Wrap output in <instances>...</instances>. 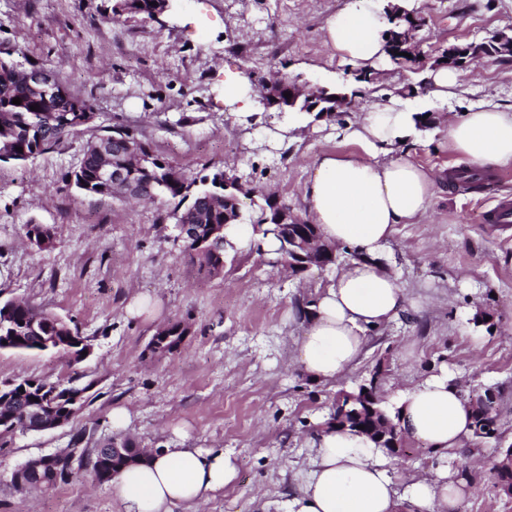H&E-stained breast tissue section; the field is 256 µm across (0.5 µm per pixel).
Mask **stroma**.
I'll use <instances>...</instances> for the list:
<instances>
[{
    "label": "stroma",
    "instance_id": "obj_1",
    "mask_svg": "<svg viewBox=\"0 0 512 512\" xmlns=\"http://www.w3.org/2000/svg\"><path fill=\"white\" fill-rule=\"evenodd\" d=\"M351 0H177L156 20L113 17L112 0H0V57L55 72L92 108L89 124L24 163L0 162V300L23 299L76 328L92 348L73 364L58 353L0 350V381L37 379L85 388L71 422L0 440V512H124L112 486L88 463L107 439L140 447L213 448L237 467L235 479L200 512H288L310 470L311 444L335 410L336 395L383 366L381 397L393 409L400 390L445 372L465 395L493 391L503 443L512 444V224H486L485 210L512 200V166L476 186L452 184L464 159L447 148L448 123L487 102L512 106V55L479 59L458 72L453 94L418 89L430 61L451 45L512 31V0H416L423 66L383 62L341 121L286 114L255 104L251 121L224 100V80L285 78L311 87L354 85V70L323 37L325 19ZM428 113L410 145L415 163L437 177L432 204L415 224L397 225L386 254L405 289L406 310L367 333L366 346L336 382L311 381L295 362L304 310L338 267L293 275L277 254L236 249L219 276L207 274L176 241L173 202L87 196L66 181L88 140L123 129L190 177L236 175L248 191L243 223L276 194L308 220L305 183L322 154L353 153L343 124L379 104ZM287 140H280V130ZM52 228L55 245L29 243L25 226ZM158 301L155 318L131 316L129 302ZM491 327L475 325L477 312ZM189 328L181 348L153 354L156 331ZM123 408L128 422L113 427ZM86 462L67 480L20 488L13 473L28 460L71 448ZM502 443V444H503ZM500 446V445H499ZM499 446L466 438L440 459L411 444L390 473L405 489L441 465L469 466L456 512H512L496 485Z\"/></svg>",
    "mask_w": 512,
    "mask_h": 512
}]
</instances>
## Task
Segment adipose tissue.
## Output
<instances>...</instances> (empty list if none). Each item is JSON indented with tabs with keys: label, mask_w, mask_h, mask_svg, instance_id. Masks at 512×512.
<instances>
[{
	"label": "adipose tissue",
	"mask_w": 512,
	"mask_h": 512,
	"mask_svg": "<svg viewBox=\"0 0 512 512\" xmlns=\"http://www.w3.org/2000/svg\"><path fill=\"white\" fill-rule=\"evenodd\" d=\"M386 13L370 0L327 17L323 37L351 67H376L384 59ZM418 112L375 106L343 129L355 154L318 157L304 200L324 241L353 250L320 293L297 347L303 372L323 383L336 381L360 356L368 330L395 319L406 295L390 270L385 250L396 225L424 217L435 194L433 175L407 150L418 132ZM450 151L482 169L512 165V107L468 109L448 123ZM407 440L444 456L471 433V404L447 375H433L402 391L395 401ZM311 469L289 512H454L461 482L448 470L398 490L390 461L365 436L322 428L313 443ZM236 476L223 452L164 448L148 461L127 466L112 482L125 512H172L199 507Z\"/></svg>",
	"instance_id": "1"
}]
</instances>
